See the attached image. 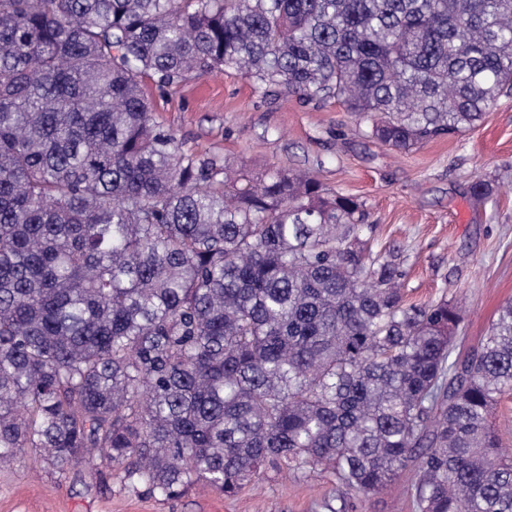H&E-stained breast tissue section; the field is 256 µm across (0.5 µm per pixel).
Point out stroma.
Masks as SVG:
<instances>
[{"mask_svg": "<svg viewBox=\"0 0 512 512\" xmlns=\"http://www.w3.org/2000/svg\"><path fill=\"white\" fill-rule=\"evenodd\" d=\"M145 90L183 152L209 151L256 178L305 169L355 198L372 248L398 251L409 302L462 301L457 350L477 345L512 301V98L461 135L400 152L362 134L342 102L262 95L234 70ZM479 180L490 188L481 199ZM336 494L331 474L304 468L270 472L232 498L199 484L172 500L123 487L100 463L58 475L33 449L0 468V512H328Z\"/></svg>", "mask_w": 512, "mask_h": 512, "instance_id": "obj_1", "label": "stroma"}]
</instances>
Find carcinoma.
Segmentation results:
<instances>
[{"mask_svg":"<svg viewBox=\"0 0 512 512\" xmlns=\"http://www.w3.org/2000/svg\"><path fill=\"white\" fill-rule=\"evenodd\" d=\"M229 69L408 150L512 94V0H0V464L96 451L168 499L323 467L336 512L408 471L418 512H512V301L454 357L356 199L181 152L144 80ZM492 424L503 445L512 450V393L503 395L493 408Z\"/></svg>","mask_w":512,"mask_h":512,"instance_id":"1","label":"carcinoma"}]
</instances>
